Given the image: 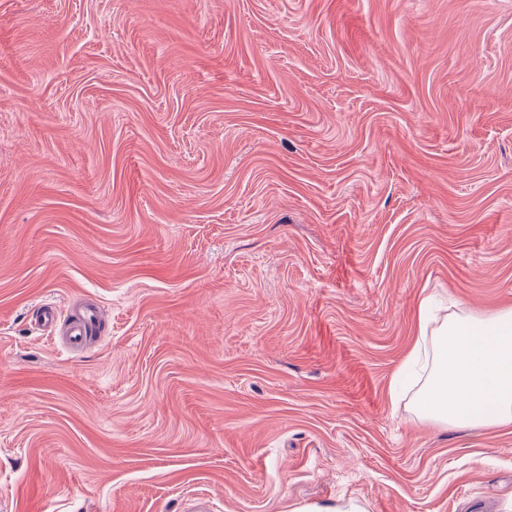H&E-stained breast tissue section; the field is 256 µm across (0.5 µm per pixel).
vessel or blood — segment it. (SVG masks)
Returning a JSON list of instances; mask_svg holds the SVG:
<instances>
[{"label": "vessel or blood", "instance_id": "obj_1", "mask_svg": "<svg viewBox=\"0 0 512 512\" xmlns=\"http://www.w3.org/2000/svg\"><path fill=\"white\" fill-rule=\"evenodd\" d=\"M65 319L63 333L65 347L73 352L88 348L99 339L105 329V318L101 309L94 305H69L67 312H60L55 303L46 302L36 310L37 324L41 329H53L58 319Z\"/></svg>", "mask_w": 512, "mask_h": 512}]
</instances>
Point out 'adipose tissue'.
Listing matches in <instances>:
<instances>
[{
  "label": "adipose tissue",
  "mask_w": 512,
  "mask_h": 512,
  "mask_svg": "<svg viewBox=\"0 0 512 512\" xmlns=\"http://www.w3.org/2000/svg\"><path fill=\"white\" fill-rule=\"evenodd\" d=\"M429 304L420 302L408 357L426 371L419 412L433 423L469 429L512 424V307L487 318L457 314L435 327Z\"/></svg>",
  "instance_id": "obj_1"
}]
</instances>
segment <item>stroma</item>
Segmentation results:
<instances>
[{
    "label": "stroma",
    "instance_id": "obj_1",
    "mask_svg": "<svg viewBox=\"0 0 512 512\" xmlns=\"http://www.w3.org/2000/svg\"><path fill=\"white\" fill-rule=\"evenodd\" d=\"M428 295L512 306V0H0L5 512H512ZM105 329V318L95 305L71 304L68 307L63 344L72 352H81L99 339Z\"/></svg>",
    "mask_w": 512,
    "mask_h": 512
}]
</instances>
